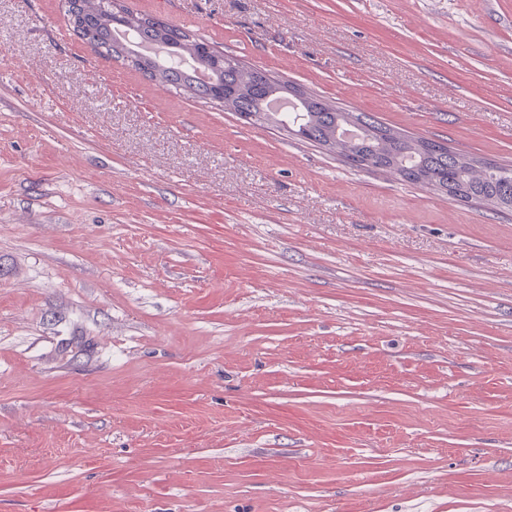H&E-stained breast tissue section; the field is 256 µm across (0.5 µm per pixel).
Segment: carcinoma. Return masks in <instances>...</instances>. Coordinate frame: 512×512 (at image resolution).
<instances>
[{"instance_id": "carcinoma-1", "label": "carcinoma", "mask_w": 512, "mask_h": 512, "mask_svg": "<svg viewBox=\"0 0 512 512\" xmlns=\"http://www.w3.org/2000/svg\"><path fill=\"white\" fill-rule=\"evenodd\" d=\"M132 38L117 41L112 0H68L72 30L95 51L121 59L146 78L286 127L295 135L338 152L353 167L375 169L430 187L450 197L485 201L512 211V168L467 160L442 143L401 135L377 118L345 112L323 99L295 97L299 89L218 49L199 53L205 40L157 18L130 10ZM291 99L297 112H272L271 102Z\"/></svg>"}]
</instances>
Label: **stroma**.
Masks as SVG:
<instances>
[{"label":"stroma","instance_id":"obj_1","mask_svg":"<svg viewBox=\"0 0 512 512\" xmlns=\"http://www.w3.org/2000/svg\"><path fill=\"white\" fill-rule=\"evenodd\" d=\"M512 166V0H121ZM0 0V512H512V213Z\"/></svg>","mask_w":512,"mask_h":512}]
</instances>
